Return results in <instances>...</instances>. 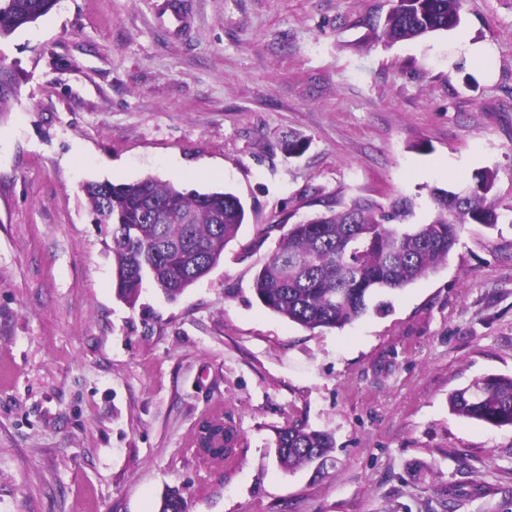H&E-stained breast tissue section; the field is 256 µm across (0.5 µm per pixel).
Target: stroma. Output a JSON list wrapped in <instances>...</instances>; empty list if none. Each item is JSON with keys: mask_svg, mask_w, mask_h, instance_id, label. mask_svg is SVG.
Segmentation results:
<instances>
[{"mask_svg": "<svg viewBox=\"0 0 512 512\" xmlns=\"http://www.w3.org/2000/svg\"><path fill=\"white\" fill-rule=\"evenodd\" d=\"M60 0L0 43V512H512V427L450 392L512 376V0L391 45V0ZM306 147L283 151L290 135ZM496 171V226L341 328L268 310L256 272L292 224L355 199L415 203ZM248 214L176 299L112 286L82 185L145 177ZM223 416L234 464L195 433ZM290 423L332 434L293 472Z\"/></svg>", "mask_w": 512, "mask_h": 512, "instance_id": "1", "label": "stroma"}]
</instances>
